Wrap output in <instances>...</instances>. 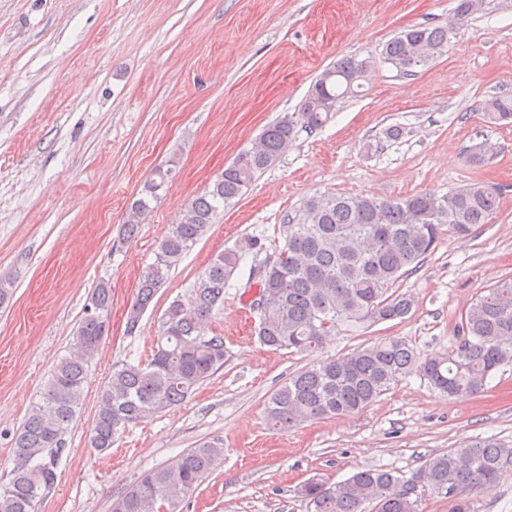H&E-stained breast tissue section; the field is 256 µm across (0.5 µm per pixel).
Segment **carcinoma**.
<instances>
[{
    "mask_svg": "<svg viewBox=\"0 0 512 512\" xmlns=\"http://www.w3.org/2000/svg\"><path fill=\"white\" fill-rule=\"evenodd\" d=\"M445 26L415 25L385 45L381 58L408 73L428 66L448 50L460 25L493 8L495 0H455ZM374 57L350 56L324 69L313 81L298 111L285 112L241 150L216 180L184 208L154 249V261L140 277L126 321L134 334L142 314L170 280L189 251L208 233L220 210L242 197L256 177L284 154L299 131L322 128L346 99L358 95ZM485 121L512 123V96L482 101ZM497 148L482 142L468 161L488 164ZM176 161L158 168L128 210L124 231L131 237L171 184ZM502 191L477 182L446 193H417L395 199L369 195L316 194L288 211L279 225L282 246L254 263L251 274L264 300L254 310L258 341L272 349L310 354L345 321L382 323L402 318L413 305L396 284L423 261L442 229L465 238L489 222ZM266 247L245 236L214 254L190 284L187 300H174L159 317L151 358L112 367L100 388L91 445L110 450L117 435L167 408L182 403L224 367V337L205 336V324L224 304L225 289L249 254ZM112 309V288L92 292L68 353L54 364L13 442L14 465L0 475V512H38L37 505L57 481L56 463L84 399L89 366L102 343ZM512 363V278L479 296L461 317L457 345L420 359L401 337L330 360L313 363L288 377L265 405L270 428L288 431L319 419L357 414L393 385L417 373L449 395L478 393L502 366ZM224 462V442L207 441L189 449L173 466L144 473L112 512H177ZM512 473V443L476 438L460 451L434 455L410 476L359 469L331 483L312 478L298 494L310 512H417L411 495L421 487L454 502L452 512H472L469 494L495 487Z\"/></svg>",
    "mask_w": 512,
    "mask_h": 512,
    "instance_id": "1",
    "label": "carcinoma"
}]
</instances>
